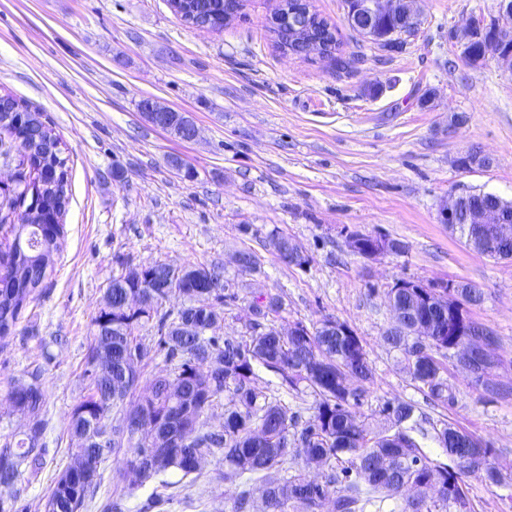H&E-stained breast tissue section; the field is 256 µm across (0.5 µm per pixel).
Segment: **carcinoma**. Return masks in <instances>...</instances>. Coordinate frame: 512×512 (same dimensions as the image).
I'll return each instance as SVG.
<instances>
[{"label": "carcinoma", "mask_w": 512, "mask_h": 512, "mask_svg": "<svg viewBox=\"0 0 512 512\" xmlns=\"http://www.w3.org/2000/svg\"><path fill=\"white\" fill-rule=\"evenodd\" d=\"M169 6L189 20L221 28L237 14L241 3L169 0ZM275 20L272 32L283 51H294L311 42L321 47L322 56L336 55L338 43L330 24L313 13L305 26L297 27L300 20L294 0H285ZM393 26L391 19L375 20L373 41L383 49L396 48L388 37ZM19 124L38 141L39 166L55 170L59 176L52 182L41 179L33 184L38 211L31 223L13 226L6 271L0 273L1 336L16 325L21 310L41 287L65 237L62 217L66 161L60 156L59 140L36 113L0 112V130L12 135ZM498 205L508 208V224L512 225V201L485 192L465 197L467 208ZM457 228L466 240L473 241L477 253L497 260L506 257L497 246H487L483 238L473 235L468 225L459 224ZM166 267L168 264L156 262L143 267L142 276L136 280L112 278V298L120 301L127 293H137L146 299L148 308L101 311L93 321V342L108 340L115 354L132 346L143 366L152 355L161 354L170 369L152 379L145 396L137 393L139 371L110 398L106 391L112 377L88 376L87 394L68 421V432L76 440L73 458H85L86 467L78 469L70 464L57 474L45 512H83L103 479L100 465L118 457L125 448L133 450V456L116 469L112 479L123 484L122 491L127 495L158 481L161 491L145 504L147 508L160 500L191 505L189 500L177 499L175 493H165L177 483L162 476L177 472L192 484L193 475L200 470L195 460L208 457L224 462V480L241 481L242 489L231 512H251L257 499L262 512H323L329 499L333 501L332 512H367L375 501L400 499V512H470L466 478L503 484L502 474L489 462L491 449L471 434L469 447H454L460 429L448 423L436 432V440L453 465L428 457L413 436L418 406L412 401H388L379 411V418H357L355 408L362 404L366 385L373 383L374 375L363 341L343 323L326 318L310 328L300 325L298 336H281L274 319L283 302L280 296L269 294L249 307L245 332L240 336L180 335L177 325L182 321H192L205 331L212 314L224 312L227 295L203 287L202 278L195 274L168 281L164 279ZM170 290L187 296V303L175 312L161 310ZM431 292L416 282L411 288L397 289L395 297L406 332L401 335L389 329L380 340L400 352L405 370L420 391L446 405L454 401L446 377L451 359L448 346L454 337L411 335L417 320L443 315L441 310L423 305V296ZM438 293L467 303L482 299V293L474 287L441 288ZM152 318L157 327L153 347L135 335L138 324ZM205 357L217 362L206 389L196 378L197 364ZM258 366L279 374L282 384L289 388L295 390L303 383L312 390L316 396L313 416L299 423L297 413L290 411L288 404L258 387ZM27 377L28 382L21 385L19 406L29 417L28 430L24 438L15 443L7 441L0 448V488L7 494L5 499L0 497V512H28L13 489L23 480L30 483L37 479L45 465L42 371L36 367L27 371ZM188 402L197 404L199 418L187 443L161 461L145 455L140 433L165 428ZM218 405L224 406V424L213 427L207 421V412ZM112 411L118 418L111 426L108 418ZM127 415L139 417L141 430L121 435L119 422ZM313 459L327 467L320 482L312 481L309 474ZM412 485L422 487V492L404 496Z\"/></svg>", "instance_id": "cac0c4a2"}]
</instances>
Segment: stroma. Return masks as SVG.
Returning <instances> with one entry per match:
<instances>
[{
    "label": "stroma",
    "mask_w": 512,
    "mask_h": 512,
    "mask_svg": "<svg viewBox=\"0 0 512 512\" xmlns=\"http://www.w3.org/2000/svg\"><path fill=\"white\" fill-rule=\"evenodd\" d=\"M279 5L241 0L239 13L213 31L186 26L167 0H0V95L39 113L66 160L62 248L0 337V445L28 428L10 405L11 387L32 365L45 367L48 456L39 479L20 486L28 512H44L56 475L72 461L67 416L87 392L93 320L112 277L155 261L223 269L233 296L217 336L243 331L262 294L283 301L277 326L326 318L350 326L374 372L358 416L388 401L418 403L416 436L440 462L442 423L480 437L509 485L468 478L471 512H512V399L452 366L454 402L434 404L400 354L380 342L393 323L387 293L397 280L464 282L484 295L467 315L496 338L492 375L512 384V260L472 251L440 222L442 203L460 194L512 201V71L491 56L469 65L452 38L471 18H498L499 0H420L418 25L396 51L354 31L343 0H310L340 43L333 59L278 49L270 21ZM145 99L188 113L196 139L149 123L139 108ZM457 115L464 124L453 125ZM473 150L490 155L492 166L462 167L460 157ZM171 156L194 178L169 166ZM117 169L123 182L112 178ZM37 176L16 155L0 169L2 251ZM274 231L310 263L282 264L268 245ZM354 233L401 239L407 251L353 254ZM243 249L257 255L256 272L234 266ZM257 375L258 386L301 419L312 416L310 389L285 390L265 368ZM222 468L207 460L184 490L205 512H229L240 491L219 479Z\"/></svg>",
    "instance_id": "1"
}]
</instances>
